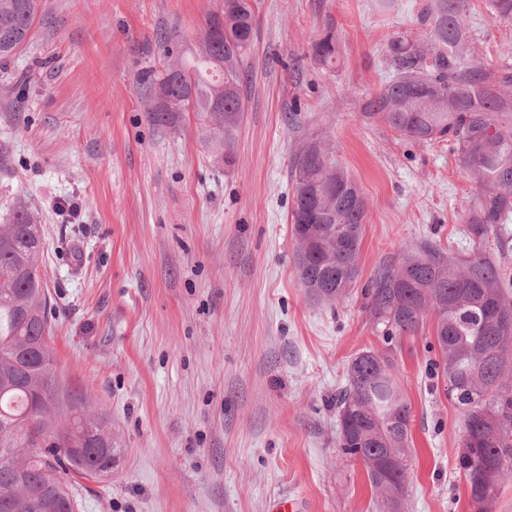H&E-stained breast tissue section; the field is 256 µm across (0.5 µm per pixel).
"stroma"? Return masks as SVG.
<instances>
[{
  "label": "stroma",
  "mask_w": 512,
  "mask_h": 512,
  "mask_svg": "<svg viewBox=\"0 0 512 512\" xmlns=\"http://www.w3.org/2000/svg\"><path fill=\"white\" fill-rule=\"evenodd\" d=\"M425 0H258L245 110L230 160L194 113L150 122L143 68L168 35L195 43L223 0H46L29 44L0 60V224L39 212L38 269L63 383L105 410L120 453L83 482L78 512H387L339 445L349 361L383 349L363 291L403 249H474L481 187L447 143L413 144L362 115L391 35L423 38ZM489 67L512 63V24L469 0ZM333 30L325 70L308 55ZM326 136L368 205L348 298H310L290 231L295 155ZM432 328L405 338L394 376L412 407L406 512H473L457 411L430 376Z\"/></svg>",
  "instance_id": "obj_1"
}]
</instances>
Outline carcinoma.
I'll return each instance as SVG.
<instances>
[{
  "mask_svg": "<svg viewBox=\"0 0 512 512\" xmlns=\"http://www.w3.org/2000/svg\"><path fill=\"white\" fill-rule=\"evenodd\" d=\"M494 18L512 22V0H490ZM45 0H0V58L16 55ZM466 0H426L417 15L425 40L405 32L386 47L389 78L364 105L412 143L447 141L461 167L482 187L465 224L475 250L465 259L432 247L403 251L401 263L379 268L365 290L367 308L388 348L359 352L336 398L338 420L350 424L339 440L360 461L370 488L389 508L404 512L410 405L394 378V349L434 316L437 359L433 376L459 414L460 436L492 440L469 482L474 512H491L499 485L512 478V283L484 249L491 231L512 215V66L488 70L475 57ZM257 14L253 0H224L199 42L179 54L163 42L164 68H145L139 84L154 103L152 123L174 127L196 114L215 152L228 153L244 112L243 80ZM313 61L336 64L330 30L309 49ZM291 232L302 287L335 304L359 276L367 205L328 140L307 137L294 158ZM43 229L26 204L0 224V512H77L69 478L96 480L112 473L117 450L108 418L92 415L84 392L60 384L50 347L51 303L37 266Z\"/></svg>",
  "mask_w": 512,
  "mask_h": 512,
  "instance_id": "cac0c4a2",
  "label": "carcinoma"
}]
</instances>
